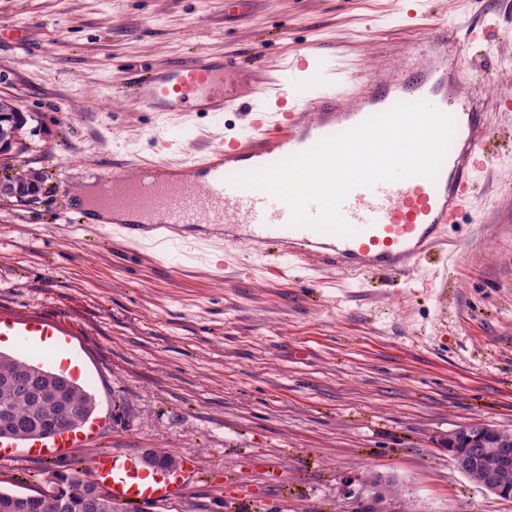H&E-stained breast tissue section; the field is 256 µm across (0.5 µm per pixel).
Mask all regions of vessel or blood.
I'll return each instance as SVG.
<instances>
[{
  "label": "vessel or blood",
  "instance_id": "b4317fda",
  "mask_svg": "<svg viewBox=\"0 0 512 512\" xmlns=\"http://www.w3.org/2000/svg\"><path fill=\"white\" fill-rule=\"evenodd\" d=\"M471 39L468 33L459 37L439 29L409 42L390 79L370 84L340 75L316 96L298 100L281 88L262 106L244 99L256 81L254 65L244 60L202 53L149 69L132 83L142 109L216 113L244 108L251 115L248 134L225 139L192 165L149 164L131 178L118 171L100 176L101 208L111 212L123 237L147 233L160 244L183 230L220 224L225 233L280 260L289 257L353 276L377 271L408 276L441 244L448 226L458 223L463 198L476 182L481 160L489 156L483 101L465 94L467 78L460 70L463 46ZM420 100L453 117L456 147L446 154L436 179L412 177L353 189L342 212L354 236L292 227L284 203L261 190L235 187L225 175L229 169L269 167L396 104ZM53 334L51 327L31 319L18 342L39 346ZM88 439L86 431L64 429L51 443L30 441L26 454L46 460ZM91 472L114 499L132 504L166 502L199 475L191 458L164 469L135 454L107 450L94 456Z\"/></svg>",
  "mask_w": 512,
  "mask_h": 512
}]
</instances>
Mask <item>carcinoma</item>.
Wrapping results in <instances>:
<instances>
[{"label": "carcinoma", "mask_w": 512, "mask_h": 512, "mask_svg": "<svg viewBox=\"0 0 512 512\" xmlns=\"http://www.w3.org/2000/svg\"><path fill=\"white\" fill-rule=\"evenodd\" d=\"M97 403L73 379L0 352V439L30 441L54 436L58 417L67 408L69 427H80ZM54 491L66 504L63 512H138L118 503L77 472L53 473ZM0 512H38L29 494L0 491Z\"/></svg>", "instance_id": "1"}]
</instances>
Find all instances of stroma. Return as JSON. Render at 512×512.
Listing matches in <instances>:
<instances>
[{
	"label": "stroma",
	"instance_id": "obj_1",
	"mask_svg": "<svg viewBox=\"0 0 512 512\" xmlns=\"http://www.w3.org/2000/svg\"><path fill=\"white\" fill-rule=\"evenodd\" d=\"M484 32L465 62L486 93L493 159L459 223L411 278L288 265L221 237L160 251L112 224L69 222L93 173L182 165L241 132L238 113L139 110L121 70L198 49L269 71L373 73L378 52L430 24ZM0 95L27 118L12 175L34 197L0 196V321L66 333L97 402L95 435L55 458L0 469V490L46 489L106 449L193 456L197 482L139 512H356L374 479L382 512H512L443 447L467 423L512 429V0H0Z\"/></svg>",
	"mask_w": 512,
	"mask_h": 512
}]
</instances>
